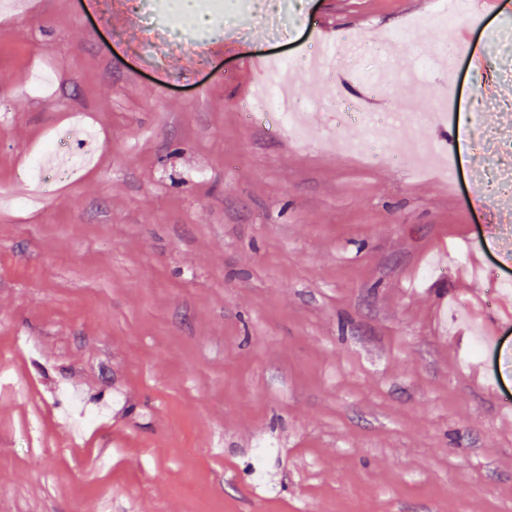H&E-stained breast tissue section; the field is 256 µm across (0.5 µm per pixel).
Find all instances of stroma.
I'll list each match as a JSON object with an SVG mask.
<instances>
[{
    "mask_svg": "<svg viewBox=\"0 0 512 512\" xmlns=\"http://www.w3.org/2000/svg\"><path fill=\"white\" fill-rule=\"evenodd\" d=\"M218 2L179 45L133 0L0 5V512H512V295L488 298L512 235L468 178L369 158L364 123L314 115L299 142L242 110L272 56L303 59L305 103L421 115L451 77L468 101L512 9L478 0L483 27L440 32L432 0H301L270 39L259 13L228 33ZM403 29L412 52H471L407 91ZM66 128L91 134L85 166L22 183ZM339 132L363 154L328 149ZM411 132L464 168L480 149L457 115ZM465 247L488 279L447 260ZM461 304L499 323L483 358Z\"/></svg>",
    "mask_w": 512,
    "mask_h": 512,
    "instance_id": "35a3bbf8",
    "label": "stroma"
}]
</instances>
